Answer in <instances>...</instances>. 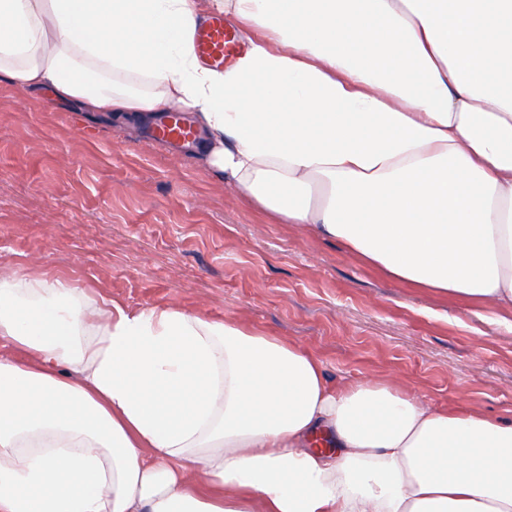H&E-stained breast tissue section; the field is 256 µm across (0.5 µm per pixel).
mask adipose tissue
<instances>
[{"mask_svg": "<svg viewBox=\"0 0 512 512\" xmlns=\"http://www.w3.org/2000/svg\"><path fill=\"white\" fill-rule=\"evenodd\" d=\"M1 80L185 113L229 187L512 330V0H0ZM1 341L0 512H512V421L234 320L1 271ZM196 50L217 64L231 59L238 49L235 27L223 17H213L195 33Z\"/></svg>", "mask_w": 512, "mask_h": 512, "instance_id": "obj_1", "label": "adipose tissue"}]
</instances>
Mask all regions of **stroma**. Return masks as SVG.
Instances as JSON below:
<instances>
[{
    "label": "stroma",
    "instance_id": "stroma-1",
    "mask_svg": "<svg viewBox=\"0 0 512 512\" xmlns=\"http://www.w3.org/2000/svg\"><path fill=\"white\" fill-rule=\"evenodd\" d=\"M0 268L130 309L177 306L283 338L331 384L397 380L512 419V332L280 224L151 127L0 84Z\"/></svg>",
    "mask_w": 512,
    "mask_h": 512
}]
</instances>
